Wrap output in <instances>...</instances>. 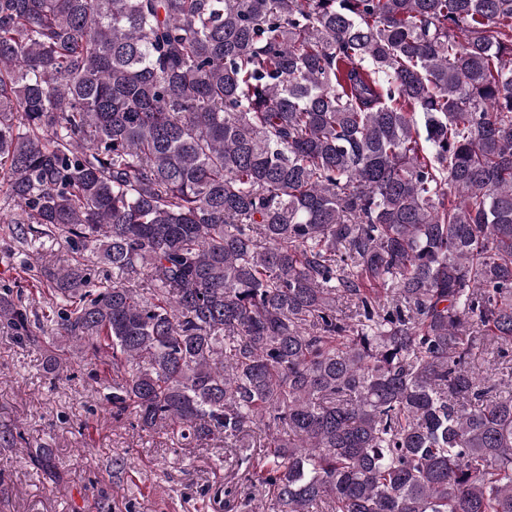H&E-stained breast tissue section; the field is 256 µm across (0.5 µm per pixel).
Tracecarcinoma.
<instances>
[{
    "mask_svg": "<svg viewBox=\"0 0 512 512\" xmlns=\"http://www.w3.org/2000/svg\"><path fill=\"white\" fill-rule=\"evenodd\" d=\"M0 223V326L271 512H512V0H0ZM10 244L13 245L11 237H9L8 234L5 235V231L0 230V285L3 283V280H6V282L9 281L11 286H13V282H15L17 286L14 288H22L25 296L29 297V302L31 301L35 307H38L40 312V309L46 305L45 299L42 295H39L38 292H34L33 295L29 293L30 288H32V283L31 281H25L23 277H26V275L18 268L14 266L12 270H9L10 267L6 261L4 252Z\"/></svg>",
    "mask_w": 512,
    "mask_h": 512,
    "instance_id": "1",
    "label": "carcinoma"
}]
</instances>
